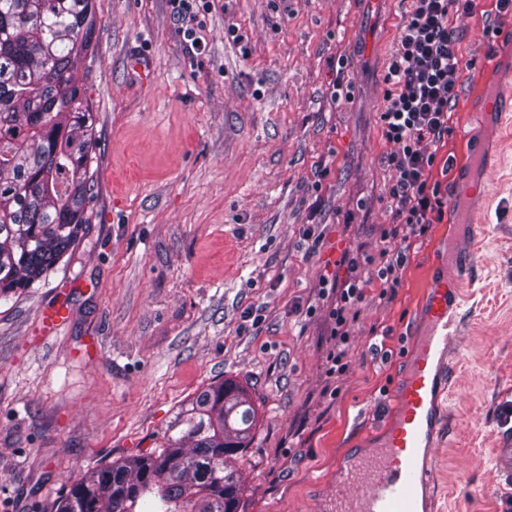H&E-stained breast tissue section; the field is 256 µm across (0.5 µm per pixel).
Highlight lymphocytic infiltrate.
Instances as JSON below:
<instances>
[{
	"instance_id": "1",
	"label": "lymphocytic infiltrate",
	"mask_w": 512,
	"mask_h": 512,
	"mask_svg": "<svg viewBox=\"0 0 512 512\" xmlns=\"http://www.w3.org/2000/svg\"><path fill=\"white\" fill-rule=\"evenodd\" d=\"M181 22L185 41L197 52L205 47L198 34L212 0H169ZM475 0H409L398 26L395 51L385 75L387 89L378 114L382 139L395 147L385 158L392 172L387 205L392 222L381 232L376 253L346 254L350 268L366 265L371 276L344 281L330 311L335 350L327 356L329 374L342 372L348 356L347 336L357 307L369 289L395 293L402 283L411 238L424 235L445 217V201L431 173L436 155L428 144L452 133V111L459 92L462 55L452 30L458 14L475 10Z\"/></svg>"
}]
</instances>
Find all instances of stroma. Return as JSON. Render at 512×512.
I'll return each instance as SVG.
<instances>
[{
  "instance_id": "35a3bbf8",
  "label": "stroma",
  "mask_w": 512,
  "mask_h": 512,
  "mask_svg": "<svg viewBox=\"0 0 512 512\" xmlns=\"http://www.w3.org/2000/svg\"><path fill=\"white\" fill-rule=\"evenodd\" d=\"M404 8L214 0L197 55L168 0H96L82 65L97 137L91 223L44 282L0 300V512H50L70 480L157 447L180 405L227 379L256 410L237 462L242 512H328L341 458L390 425L426 293L456 249L473 267L432 512H512V474L495 464L512 404V127L477 119L512 85V38L486 33L512 29L495 0L453 21L466 66L432 170L445 218L413 239L395 294L360 304L348 366L327 373L341 258L375 253L391 221L377 114ZM340 78L351 100L332 97ZM475 151L488 191L468 235L455 198ZM55 307L67 319L51 332L43 313Z\"/></svg>"
}]
</instances>
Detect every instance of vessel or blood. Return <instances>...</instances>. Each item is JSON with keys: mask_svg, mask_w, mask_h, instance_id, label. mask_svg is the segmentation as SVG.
Returning a JSON list of instances; mask_svg holds the SVG:
<instances>
[{"mask_svg": "<svg viewBox=\"0 0 512 512\" xmlns=\"http://www.w3.org/2000/svg\"><path fill=\"white\" fill-rule=\"evenodd\" d=\"M471 266L467 256L450 259L445 275L428 289L424 327L412 339L409 370L396 390L397 412L374 447L342 462V480L353 492L334 496L330 512H430L427 477L438 406L464 303L459 274Z\"/></svg>", "mask_w": 512, "mask_h": 512, "instance_id": "obj_1", "label": "vessel or blood"}]
</instances>
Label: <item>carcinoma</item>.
I'll list each match as a JSON object with an SVG mask.
<instances>
[{"instance_id":"1","label":"carcinoma","mask_w":512,"mask_h":512,"mask_svg":"<svg viewBox=\"0 0 512 512\" xmlns=\"http://www.w3.org/2000/svg\"><path fill=\"white\" fill-rule=\"evenodd\" d=\"M95 0H0V298L43 282L90 224L95 117L80 74ZM255 409L233 381L149 453L86 471L51 512H239Z\"/></svg>"}]
</instances>
